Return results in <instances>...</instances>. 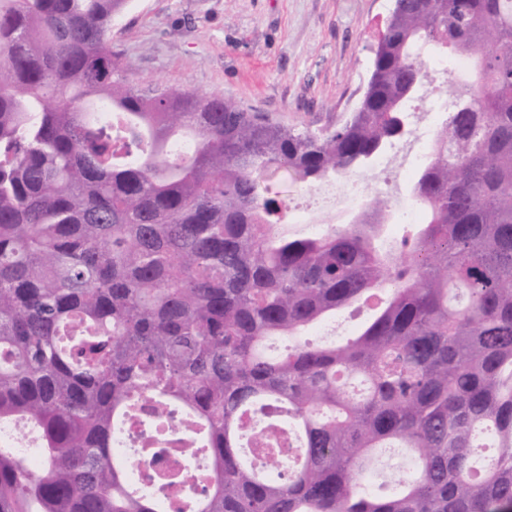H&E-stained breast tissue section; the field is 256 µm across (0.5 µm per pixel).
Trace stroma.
I'll return each instance as SVG.
<instances>
[{"label":"stroma","mask_w":512,"mask_h":512,"mask_svg":"<svg viewBox=\"0 0 512 512\" xmlns=\"http://www.w3.org/2000/svg\"><path fill=\"white\" fill-rule=\"evenodd\" d=\"M392 0H128L112 48L139 89L217 92L288 124L319 129L353 112ZM419 147L364 174L388 200L411 193Z\"/></svg>","instance_id":"stroma-1"}]
</instances>
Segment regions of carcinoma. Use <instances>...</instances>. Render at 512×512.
<instances>
[{
  "mask_svg": "<svg viewBox=\"0 0 512 512\" xmlns=\"http://www.w3.org/2000/svg\"><path fill=\"white\" fill-rule=\"evenodd\" d=\"M126 2L0 0V425L27 420L41 460L0 447V512H159L112 436L173 412L185 460L207 459L194 512L512 507V0H400L355 112L320 131L142 92L112 51ZM444 49L478 79L448 85L412 190L426 222L384 248L375 197L291 233L268 176L313 187L373 165ZM378 295L345 342L305 339ZM272 336L288 349L267 354ZM252 413L300 440L283 479L243 460ZM390 447L413 467L378 485Z\"/></svg>",
  "mask_w": 512,
  "mask_h": 512,
  "instance_id": "obj_1",
  "label": "carcinoma"
}]
</instances>
